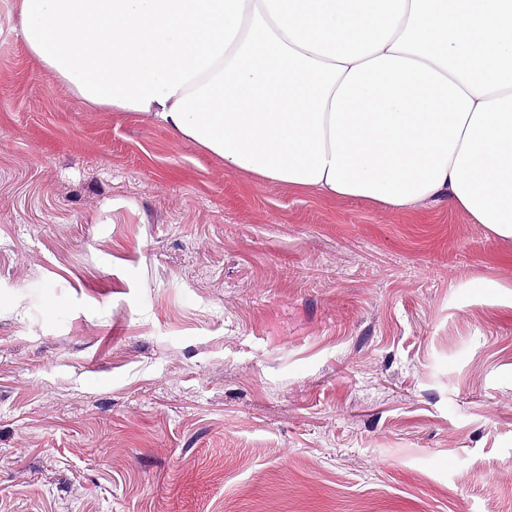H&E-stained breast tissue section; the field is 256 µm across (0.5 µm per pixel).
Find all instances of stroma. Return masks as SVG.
I'll list each match as a JSON object with an SVG mask.
<instances>
[{
    "mask_svg": "<svg viewBox=\"0 0 512 512\" xmlns=\"http://www.w3.org/2000/svg\"><path fill=\"white\" fill-rule=\"evenodd\" d=\"M0 0V512H512V239L93 108Z\"/></svg>",
    "mask_w": 512,
    "mask_h": 512,
    "instance_id": "1",
    "label": "stroma"
}]
</instances>
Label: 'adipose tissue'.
I'll return each instance as SVG.
<instances>
[{
    "instance_id": "obj_1",
    "label": "adipose tissue",
    "mask_w": 512,
    "mask_h": 512,
    "mask_svg": "<svg viewBox=\"0 0 512 512\" xmlns=\"http://www.w3.org/2000/svg\"><path fill=\"white\" fill-rule=\"evenodd\" d=\"M95 107L258 182L392 211L448 202L512 238V0H19Z\"/></svg>"
}]
</instances>
